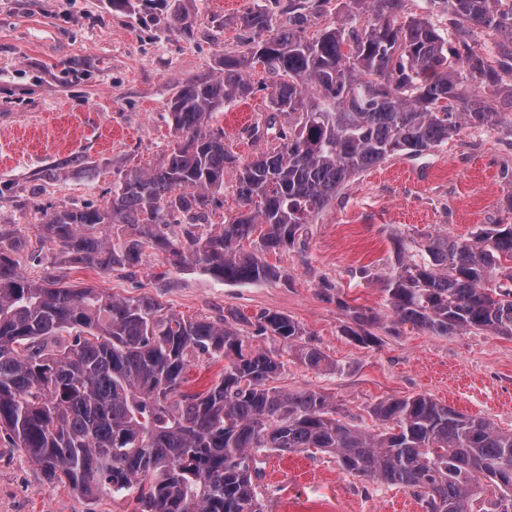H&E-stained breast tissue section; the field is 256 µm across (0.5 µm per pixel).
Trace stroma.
I'll return each instance as SVG.
<instances>
[{
	"instance_id": "obj_1",
	"label": "stroma",
	"mask_w": 512,
	"mask_h": 512,
	"mask_svg": "<svg viewBox=\"0 0 512 512\" xmlns=\"http://www.w3.org/2000/svg\"><path fill=\"white\" fill-rule=\"evenodd\" d=\"M261 8L287 24L281 0H0V225L28 241L15 254L33 280L47 270L72 285L126 298L148 295L186 317L218 320L264 311L291 316L302 342L327 367L282 355L279 386L322 392L361 427L387 398L426 394L463 413L512 429V338L490 333L437 336L399 324L382 281L396 269L394 240L460 238L485 224L512 223V125L465 126L419 156L395 155L350 181L306 230L305 247L265 253L281 277L220 283L197 270L168 269L146 252L134 274L81 266L49 267L53 244L41 241L39 213L60 205L102 206L119 170L159 163L175 139L170 99L188 81L221 74L225 54L241 51L250 31L240 18ZM179 20L177 28L165 18ZM251 91L213 121L228 149L247 160L267 149L251 127L268 110L271 77L249 72ZM80 154L93 176L45 172ZM372 310L379 345L346 335L340 301ZM264 512H423L410 489L347 474L321 452L259 457ZM0 512H131L127 500H88L47 479L0 431Z\"/></svg>"
}]
</instances>
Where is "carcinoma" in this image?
I'll list each match as a JSON object with an SVG mask.
<instances>
[{
  "instance_id": "carcinoma-1",
  "label": "carcinoma",
  "mask_w": 512,
  "mask_h": 512,
  "mask_svg": "<svg viewBox=\"0 0 512 512\" xmlns=\"http://www.w3.org/2000/svg\"><path fill=\"white\" fill-rule=\"evenodd\" d=\"M456 46L421 19H403L404 0H367L361 29L327 24L306 34L329 0H288V25L262 9L241 19L246 50L224 55V76L194 79L175 92L177 140L162 164L127 170L103 207L44 211L38 231L60 258L102 272L142 265L146 250L176 270L222 283L269 281L280 271L261 253L293 247L358 174L388 157L420 155L462 124H493L500 112L462 89L458 68L484 87L512 75V0H451ZM490 31L495 53L472 46ZM272 77L264 120L272 147L247 161L228 152L210 123L251 90L247 69ZM280 115L288 123L277 122ZM233 173L239 209L216 224L213 207ZM26 248L0 226V244ZM253 244L251 250L243 243ZM384 292L401 324L446 336L485 331L512 337V224H485L473 237L431 239L405 255ZM7 250V251H9ZM0 248V429L50 480L87 497L110 493L133 512H263L259 453L311 448L342 470L415 488L424 512H512V431L418 394L377 403V434L351 424L327 395L274 385L280 353L253 345L269 337L305 365L325 356L299 343L290 316L249 320L185 318L149 296L118 298L63 279L25 278ZM347 334L377 344V316L346 301ZM224 361L207 390L187 372Z\"/></svg>"
}]
</instances>
